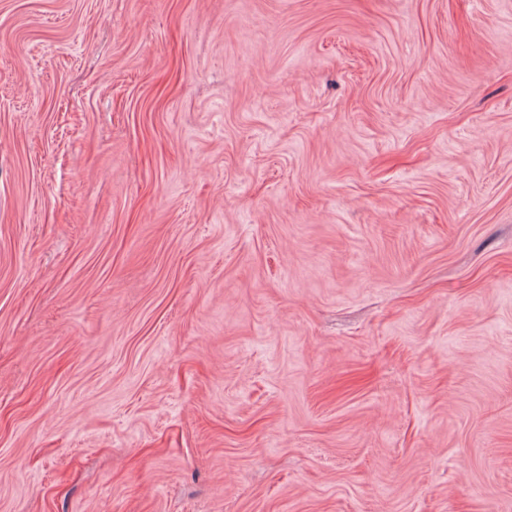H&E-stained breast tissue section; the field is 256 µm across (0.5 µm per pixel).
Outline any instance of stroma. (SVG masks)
<instances>
[{"label":"stroma","mask_w":512,"mask_h":512,"mask_svg":"<svg viewBox=\"0 0 512 512\" xmlns=\"http://www.w3.org/2000/svg\"><path fill=\"white\" fill-rule=\"evenodd\" d=\"M0 512H512V0H0Z\"/></svg>","instance_id":"35a3bbf8"}]
</instances>
